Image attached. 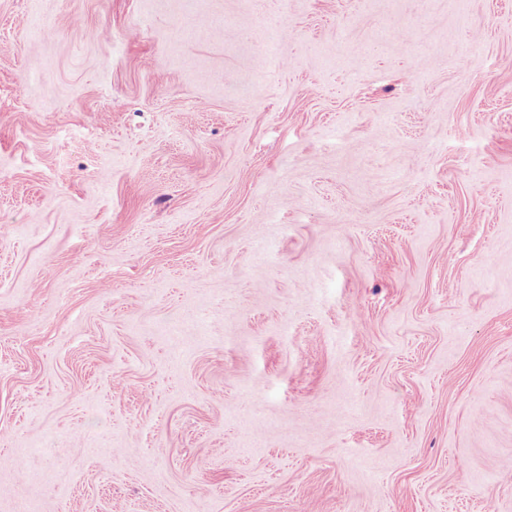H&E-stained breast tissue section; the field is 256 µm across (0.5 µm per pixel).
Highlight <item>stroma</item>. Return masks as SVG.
<instances>
[{
  "mask_svg": "<svg viewBox=\"0 0 512 512\" xmlns=\"http://www.w3.org/2000/svg\"><path fill=\"white\" fill-rule=\"evenodd\" d=\"M512 0H0V512H512Z\"/></svg>",
  "mask_w": 512,
  "mask_h": 512,
  "instance_id": "stroma-1",
  "label": "stroma"
}]
</instances>
